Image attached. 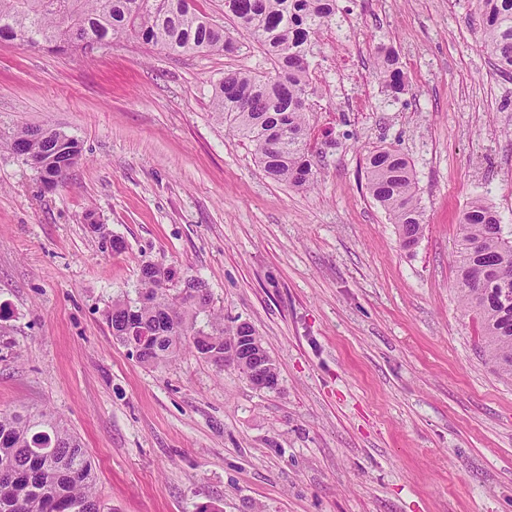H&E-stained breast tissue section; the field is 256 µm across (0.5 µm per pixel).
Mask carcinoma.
I'll return each mask as SVG.
<instances>
[{"label":"carcinoma","instance_id":"1","mask_svg":"<svg viewBox=\"0 0 512 512\" xmlns=\"http://www.w3.org/2000/svg\"><path fill=\"white\" fill-rule=\"evenodd\" d=\"M486 52L497 71L512 76V0H477ZM236 28L261 43L271 70L262 74L228 71L214 84L217 119L252 147L255 159L274 181L300 191L317 183L310 160V79L312 38L332 22L335 0H224ZM0 41L54 54L86 51L95 43L137 42L169 54L231 52L224 26L196 8L195 0H0ZM393 51L378 54L375 75L391 97L404 91ZM24 158H39L43 182L63 183L77 163L79 141L65 132L25 127L11 142ZM365 186L395 224L401 245L418 243L424 210L411 161L398 150L376 146L367 157ZM458 300L478 315L483 353L500 375L512 378V281L506 288H482L477 280L512 269V230L484 198L465 209L455 244ZM159 330L142 362L157 367L181 350L196 351L202 337L224 366V337L236 327L215 313L207 284L196 277L173 282L171 269L145 263L137 297L112 304V335L124 331L128 315ZM0 512H104L95 492L97 473L78 438L47 413L0 411Z\"/></svg>","mask_w":512,"mask_h":512}]
</instances>
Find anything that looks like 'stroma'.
<instances>
[{
    "instance_id": "stroma-1",
    "label": "stroma",
    "mask_w": 512,
    "mask_h": 512,
    "mask_svg": "<svg viewBox=\"0 0 512 512\" xmlns=\"http://www.w3.org/2000/svg\"><path fill=\"white\" fill-rule=\"evenodd\" d=\"M473 8L336 0L337 35L311 58L330 75L311 192L270 179L212 112L225 71L270 69L249 36L205 56L0 42V410L61 419L112 512H512V381L481 352L451 258L473 197L512 225V77ZM383 47L406 82L395 98L373 72ZM25 125L80 141L63 186L7 148ZM379 145L416 172L426 227L409 251L365 189ZM147 262L202 278L225 324L249 322L278 389L188 349L139 363L106 315Z\"/></svg>"
}]
</instances>
